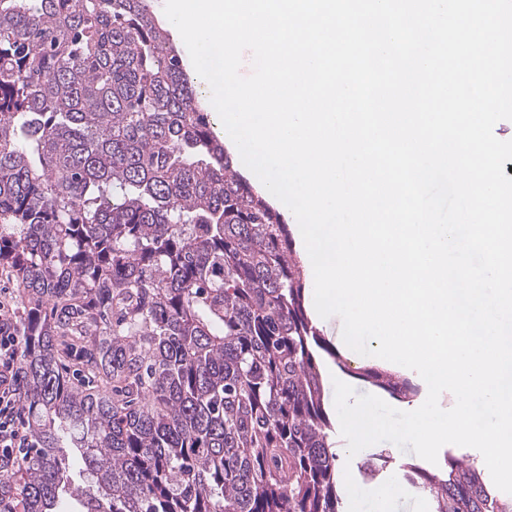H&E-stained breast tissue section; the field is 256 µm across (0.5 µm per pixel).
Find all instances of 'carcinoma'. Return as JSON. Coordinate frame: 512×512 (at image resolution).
<instances>
[{
  "label": "carcinoma",
  "mask_w": 512,
  "mask_h": 512,
  "mask_svg": "<svg viewBox=\"0 0 512 512\" xmlns=\"http://www.w3.org/2000/svg\"><path fill=\"white\" fill-rule=\"evenodd\" d=\"M0 288L29 443L0 512H344L303 266L150 0H0ZM406 478L512 512L454 456ZM152 9H153L157 19L168 29L170 38L173 40L174 45L178 48V50L180 51V53L186 63V68H187L188 74H189V70H190L191 75L193 77V81H194V82H192V84L195 86L197 91H199L201 93V97H200L201 106L205 110V112H209L211 115V121L213 124L214 132L216 133V131H217L218 134L220 135V137H224V135L222 134V129H221V124H220L219 118L213 113L212 109L210 108L209 92L206 90L204 84L196 78V75H195V72L193 69V64H192V61H191V58H190V55L188 53L186 46L184 44L178 43V41H179L178 37L176 36L174 31L168 24L167 17L164 14V0H153Z\"/></svg>",
  "instance_id": "cac0c4a2"
}]
</instances>
